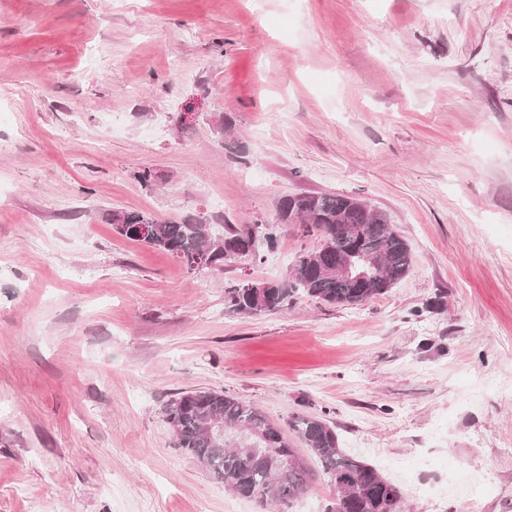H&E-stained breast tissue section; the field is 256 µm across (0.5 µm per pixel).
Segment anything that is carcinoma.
Segmentation results:
<instances>
[{
  "label": "carcinoma",
  "instance_id": "obj_1",
  "mask_svg": "<svg viewBox=\"0 0 512 512\" xmlns=\"http://www.w3.org/2000/svg\"><path fill=\"white\" fill-rule=\"evenodd\" d=\"M133 224L152 225L143 243L172 255L190 272L198 257L206 259L207 269L224 268L230 249H243L258 259L260 248L273 249L289 224L316 235V248L300 253L285 276L260 281L250 291L239 284L228 289L230 306L241 314L276 313L299 296L337 306L359 305L386 293L412 264L411 247L391 227L389 215L345 194L287 196L277 205V221L230 225L225 231L193 218L172 222L112 213L114 230L136 241ZM356 254H372L380 261L369 279L336 274V265ZM164 411L176 446L239 497L285 505L303 494L311 469L298 457L297 439L336 489L327 512H395L402 504L399 486L375 467L347 456L338 448L336 430L320 419L296 416L279 425L247 401L200 389L178 394Z\"/></svg>",
  "mask_w": 512,
  "mask_h": 512
}]
</instances>
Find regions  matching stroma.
<instances>
[{"mask_svg": "<svg viewBox=\"0 0 512 512\" xmlns=\"http://www.w3.org/2000/svg\"><path fill=\"white\" fill-rule=\"evenodd\" d=\"M1 143L0 512H272L176 448L191 389L325 421L403 512H512V0H0ZM311 192L388 212L407 276L244 316L316 236L190 273L112 228Z\"/></svg>", "mask_w": 512, "mask_h": 512, "instance_id": "1", "label": "stroma"}]
</instances>
